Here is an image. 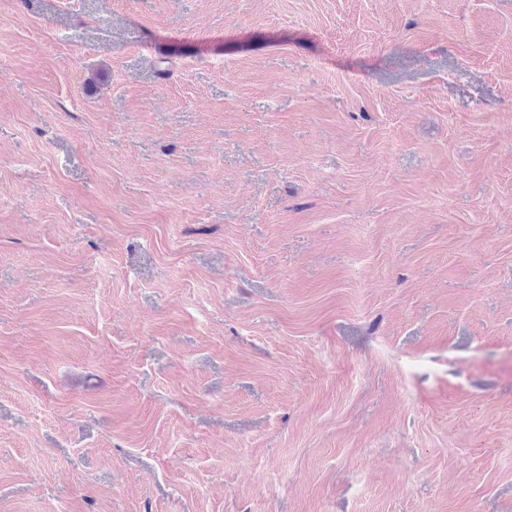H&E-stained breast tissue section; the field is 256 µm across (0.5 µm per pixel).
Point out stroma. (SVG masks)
Returning <instances> with one entry per match:
<instances>
[{"instance_id": "35a3bbf8", "label": "stroma", "mask_w": 512, "mask_h": 512, "mask_svg": "<svg viewBox=\"0 0 512 512\" xmlns=\"http://www.w3.org/2000/svg\"><path fill=\"white\" fill-rule=\"evenodd\" d=\"M0 512H512V0H0Z\"/></svg>"}]
</instances>
